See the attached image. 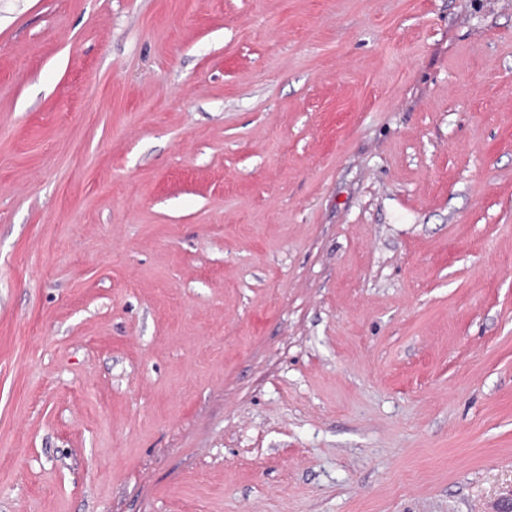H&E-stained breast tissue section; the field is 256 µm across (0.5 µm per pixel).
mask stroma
I'll return each instance as SVG.
<instances>
[{
  "mask_svg": "<svg viewBox=\"0 0 512 512\" xmlns=\"http://www.w3.org/2000/svg\"><path fill=\"white\" fill-rule=\"evenodd\" d=\"M512 0H0V512H502Z\"/></svg>",
  "mask_w": 512,
  "mask_h": 512,
  "instance_id": "obj_1",
  "label": "stroma"
}]
</instances>
